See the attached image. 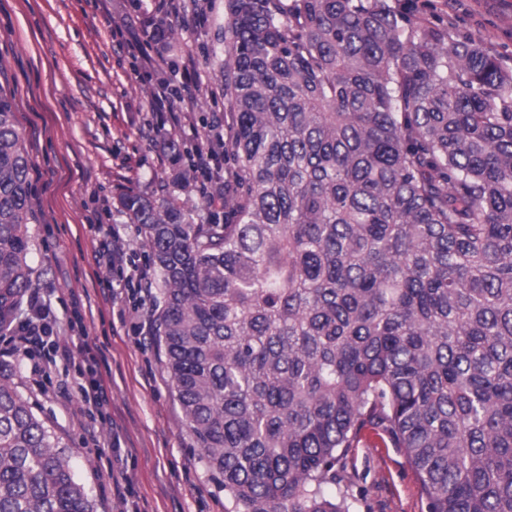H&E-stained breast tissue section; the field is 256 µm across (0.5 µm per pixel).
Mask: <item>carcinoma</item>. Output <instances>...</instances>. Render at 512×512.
I'll return each instance as SVG.
<instances>
[{"label":"carcinoma","instance_id":"cac0c4a2","mask_svg":"<svg viewBox=\"0 0 512 512\" xmlns=\"http://www.w3.org/2000/svg\"><path fill=\"white\" fill-rule=\"evenodd\" d=\"M224 215L128 192L156 336L224 512H357L367 423L428 512H512V69L396 0H225ZM32 162L0 93V336ZM0 362V512H96Z\"/></svg>","mask_w":512,"mask_h":512}]
</instances>
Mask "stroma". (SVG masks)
Returning <instances> with one entry per match:
<instances>
[{
    "label": "stroma",
    "mask_w": 512,
    "mask_h": 512,
    "mask_svg": "<svg viewBox=\"0 0 512 512\" xmlns=\"http://www.w3.org/2000/svg\"><path fill=\"white\" fill-rule=\"evenodd\" d=\"M137 0H0V84L17 89L20 130L30 153L32 203L29 225L33 290L50 307L54 329L83 316L87 347L73 346L70 362L54 364L51 355L28 357L11 343H0V359L15 370L16 390L52 427L70 455L78 478L96 502V512H111L119 492L130 491L139 512H224L221 479L201 459L183 413L157 336H138L131 323L113 317L126 297L102 296L112 272L94 260L96 235L91 194L107 199L103 223L118 230L136 265H145L138 225L116 209L119 194L170 193L205 223L208 208L196 186H172L169 158H157L155 133L147 108L156 70L142 76V61L122 52L112 21L132 12ZM207 14L196 26L192 13H155L162 24L170 67L194 57L199 82L191 93L192 121L176 131L177 141L193 139L213 115L224 112V0H197ZM457 31L483 44L504 62L512 61V6L506 0H460ZM82 308H75L73 295ZM102 344L106 358L90 347ZM99 379L106 385L110 415L84 414L65 401L63 380ZM125 465L113 467L115 456ZM358 512H428L422 482L402 449L381 427L366 425L343 461Z\"/></svg>",
    "instance_id": "35a3bbf8"
}]
</instances>
